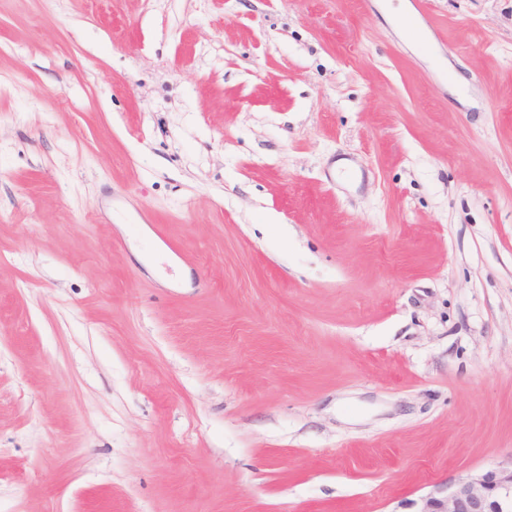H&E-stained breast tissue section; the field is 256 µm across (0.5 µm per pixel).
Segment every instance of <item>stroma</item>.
Segmentation results:
<instances>
[{
    "label": "stroma",
    "instance_id": "obj_1",
    "mask_svg": "<svg viewBox=\"0 0 512 512\" xmlns=\"http://www.w3.org/2000/svg\"><path fill=\"white\" fill-rule=\"evenodd\" d=\"M412 11L0 0V512H416L512 458V0Z\"/></svg>",
    "mask_w": 512,
    "mask_h": 512
}]
</instances>
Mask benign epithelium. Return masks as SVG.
Here are the masks:
<instances>
[{"label": "benign epithelium", "instance_id": "1", "mask_svg": "<svg viewBox=\"0 0 512 512\" xmlns=\"http://www.w3.org/2000/svg\"><path fill=\"white\" fill-rule=\"evenodd\" d=\"M417 512H512V459L497 468L441 485L420 499Z\"/></svg>", "mask_w": 512, "mask_h": 512}]
</instances>
